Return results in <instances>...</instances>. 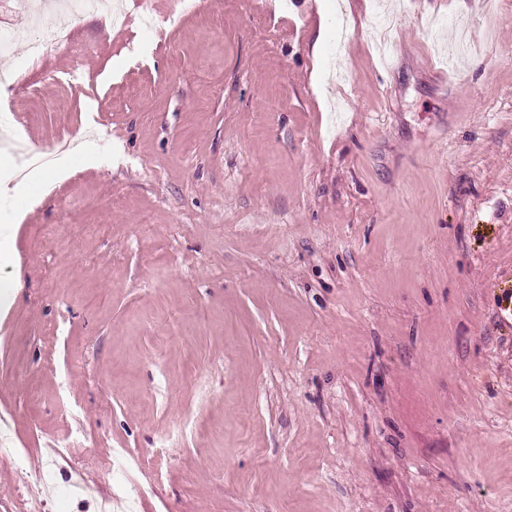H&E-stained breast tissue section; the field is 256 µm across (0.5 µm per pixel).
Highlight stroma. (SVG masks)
<instances>
[{"label": "stroma", "mask_w": 512, "mask_h": 512, "mask_svg": "<svg viewBox=\"0 0 512 512\" xmlns=\"http://www.w3.org/2000/svg\"><path fill=\"white\" fill-rule=\"evenodd\" d=\"M119 2L0 0V512H512V0Z\"/></svg>", "instance_id": "35a3bbf8"}]
</instances>
